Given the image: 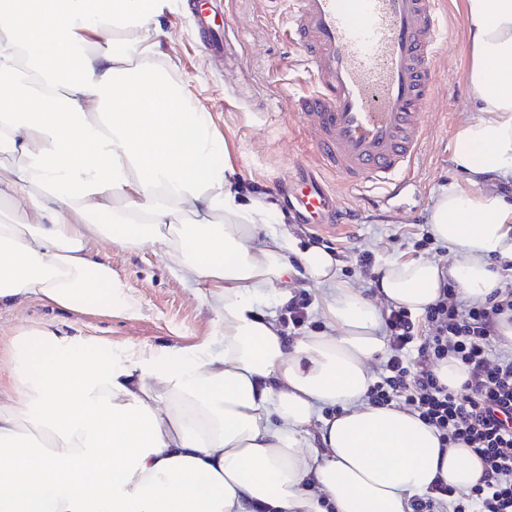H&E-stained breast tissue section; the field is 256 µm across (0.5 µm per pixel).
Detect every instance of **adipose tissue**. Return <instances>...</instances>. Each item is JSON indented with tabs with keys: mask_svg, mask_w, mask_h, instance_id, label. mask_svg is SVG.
<instances>
[{
	"mask_svg": "<svg viewBox=\"0 0 512 512\" xmlns=\"http://www.w3.org/2000/svg\"><path fill=\"white\" fill-rule=\"evenodd\" d=\"M170 0H0V309L28 300L82 315L140 307L93 243L149 242L210 287V342L106 356L50 321L14 330L0 375V512H411L436 481L482 476L406 410L368 405L386 347L336 260L298 249L274 202L245 195L209 112L158 61ZM474 117L457 132L459 180L429 215L460 260L385 262L387 303L423 313L443 279L487 301L512 259V0H462ZM302 271L333 286L332 332L287 340L259 308ZM338 407L321 418L324 407ZM322 419L318 446L304 434Z\"/></svg>",
	"mask_w": 512,
	"mask_h": 512,
	"instance_id": "adipose-tissue-1",
	"label": "adipose tissue"
}]
</instances>
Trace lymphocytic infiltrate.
<instances>
[{
    "label": "lymphocytic infiltrate",
    "mask_w": 512,
    "mask_h": 512,
    "mask_svg": "<svg viewBox=\"0 0 512 512\" xmlns=\"http://www.w3.org/2000/svg\"><path fill=\"white\" fill-rule=\"evenodd\" d=\"M512 313V282L485 302L461 297L455 282L440 287L438 299L421 315L388 306L385 327L392 354L387 376L366 393L373 406L402 403L434 428L442 447H465L481 461L483 474L469 490L438 483L411 502L412 512H512V354L496 352L503 315ZM416 346V361L406 351ZM454 359L466 370L460 389L439 382L435 368Z\"/></svg>",
    "instance_id": "f902f5d3"
}]
</instances>
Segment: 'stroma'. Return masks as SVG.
<instances>
[{"label": "stroma", "instance_id": "1", "mask_svg": "<svg viewBox=\"0 0 512 512\" xmlns=\"http://www.w3.org/2000/svg\"><path fill=\"white\" fill-rule=\"evenodd\" d=\"M448 2L450 30L437 60L440 115L430 127L416 182L403 197L384 204L379 203L375 190L351 191L337 186L338 204L358 213L352 235L342 239L299 223L287 210L288 177L295 155L303 150L299 100L313 89L299 64L298 49L288 47L279 34L288 0H212L214 12L226 15L228 31L237 41L238 61L225 64L197 46L189 0H171L164 18V63L210 112L243 186L273 198L285 210L288 231L300 245L313 241L318 247L338 252V277L347 287L367 292L373 285L371 276H365L356 263L357 255L363 252L373 256V274L380 273L384 260L389 258L421 257L442 267L457 260L447 245L421 240L430 230L424 219L431 199L454 178L451 156L456 134L470 116L464 20L458 8L460 0ZM93 250L111 263L113 274L138 302L140 316H82L38 300L28 301L0 312L1 366L8 361L13 330L21 324L45 320L55 322L67 333L108 341L116 348L160 352L173 346L194 345L211 336L215 313L207 301L208 288L176 276L157 248L145 243L131 250L102 240L94 244ZM300 294L311 299L310 323L329 331L322 314L329 294L324 286L297 277L266 290L260 304L276 320L285 307L284 296Z\"/></svg>", "mask_w": 512, "mask_h": 512}]
</instances>
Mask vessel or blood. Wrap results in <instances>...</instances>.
<instances>
[{"mask_svg": "<svg viewBox=\"0 0 512 512\" xmlns=\"http://www.w3.org/2000/svg\"><path fill=\"white\" fill-rule=\"evenodd\" d=\"M197 18L206 49L228 59V34L214 32L207 9ZM447 28L446 0H291L284 35L314 81L301 100L305 151L289 202L303 220L335 215L337 236L351 232L353 212L338 209L319 169L386 201L412 185Z\"/></svg>", "mask_w": 512, "mask_h": 512, "instance_id": "vessel-or-blood-1", "label": "vessel or blood"}]
</instances>
